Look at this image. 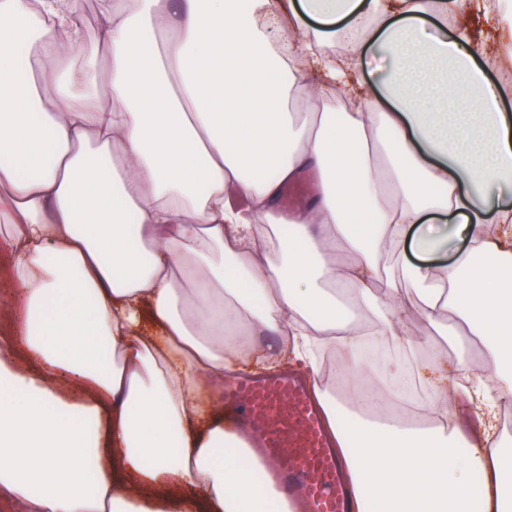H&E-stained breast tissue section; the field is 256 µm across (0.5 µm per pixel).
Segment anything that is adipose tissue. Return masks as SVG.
Here are the masks:
<instances>
[{
	"instance_id": "adipose-tissue-1",
	"label": "adipose tissue",
	"mask_w": 512,
	"mask_h": 512,
	"mask_svg": "<svg viewBox=\"0 0 512 512\" xmlns=\"http://www.w3.org/2000/svg\"><path fill=\"white\" fill-rule=\"evenodd\" d=\"M503 65L462 0H100L90 48L0 0V505L297 512L224 428L248 366L310 380L355 512H512Z\"/></svg>"
}]
</instances>
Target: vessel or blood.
Instances as JSON below:
<instances>
[{"instance_id":"vessel-or-blood-1","label":"vessel or blood","mask_w":512,"mask_h":512,"mask_svg":"<svg viewBox=\"0 0 512 512\" xmlns=\"http://www.w3.org/2000/svg\"><path fill=\"white\" fill-rule=\"evenodd\" d=\"M224 406L247 422L283 497L302 498L308 512H354L323 412L305 386L288 376H250L228 384Z\"/></svg>"}]
</instances>
